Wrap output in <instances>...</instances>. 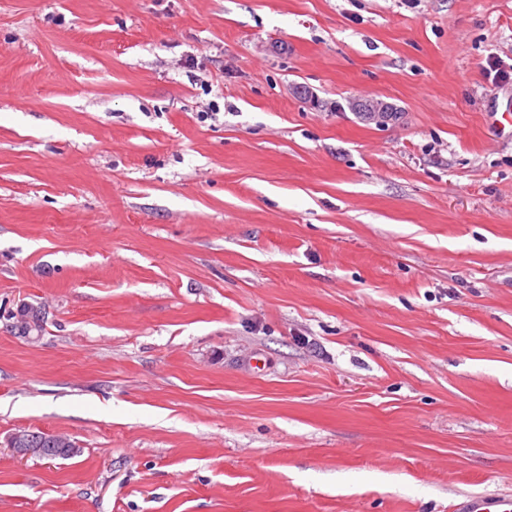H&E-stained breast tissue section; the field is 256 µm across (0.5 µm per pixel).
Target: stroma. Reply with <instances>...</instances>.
I'll return each instance as SVG.
<instances>
[{"label":"stroma","instance_id":"obj_1","mask_svg":"<svg viewBox=\"0 0 512 512\" xmlns=\"http://www.w3.org/2000/svg\"><path fill=\"white\" fill-rule=\"evenodd\" d=\"M494 59L512 0H0V512L512 496ZM37 433L46 441L44 448L52 449L53 447L49 446L48 443L53 435L43 432ZM9 447L12 454L17 458L27 459L32 456H45V449L37 448L41 447V444L38 443L36 433L32 431L23 430L14 433L10 438Z\"/></svg>","mask_w":512,"mask_h":512}]
</instances>
